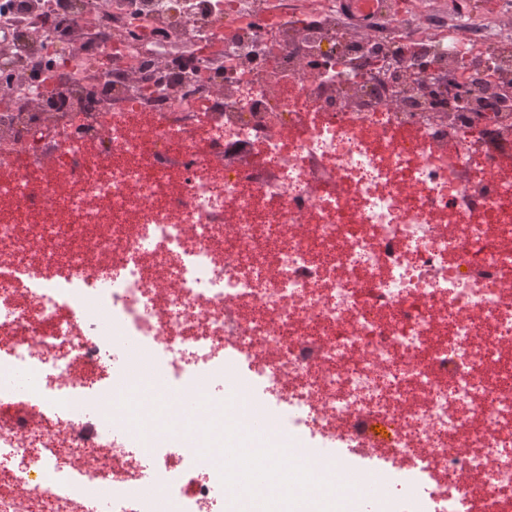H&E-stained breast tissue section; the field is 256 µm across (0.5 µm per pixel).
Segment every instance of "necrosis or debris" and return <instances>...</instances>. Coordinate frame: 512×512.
I'll use <instances>...</instances> for the list:
<instances>
[{
    "label": "necrosis or debris",
    "mask_w": 512,
    "mask_h": 512,
    "mask_svg": "<svg viewBox=\"0 0 512 512\" xmlns=\"http://www.w3.org/2000/svg\"><path fill=\"white\" fill-rule=\"evenodd\" d=\"M0 27V512H229L258 475L281 512L374 477L340 448L409 512H512V0ZM489 71L496 111L427 94Z\"/></svg>",
    "instance_id": "obj_1"
}]
</instances>
